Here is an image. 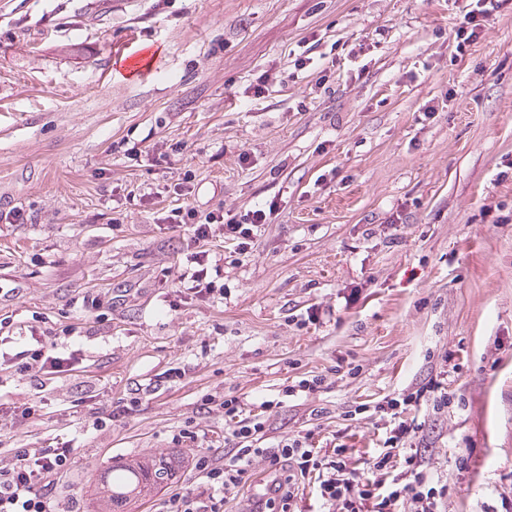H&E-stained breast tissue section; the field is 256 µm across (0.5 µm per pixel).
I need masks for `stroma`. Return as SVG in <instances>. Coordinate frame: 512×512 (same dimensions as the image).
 I'll list each match as a JSON object with an SVG mask.
<instances>
[{"label": "stroma", "instance_id": "1", "mask_svg": "<svg viewBox=\"0 0 512 512\" xmlns=\"http://www.w3.org/2000/svg\"><path fill=\"white\" fill-rule=\"evenodd\" d=\"M0 0V352L111 294L71 375L0 394L43 398L0 432L73 445L52 505L105 512L115 461L222 446L205 397L271 401L272 440L382 441L347 411L446 371L461 406L420 408L444 512H512V2L466 54L464 0ZM332 66L299 70L305 38ZM158 46L148 78L121 56ZM361 45L356 62L346 59ZM268 74L264 97L246 89ZM198 216L276 210L223 295L176 306L194 244L164 223L174 185ZM316 320H308V313ZM179 377L167 378L169 369ZM320 374L318 391L286 386ZM139 387L138 406L96 427ZM191 445L171 438L187 425Z\"/></svg>", "mask_w": 512, "mask_h": 512}]
</instances>
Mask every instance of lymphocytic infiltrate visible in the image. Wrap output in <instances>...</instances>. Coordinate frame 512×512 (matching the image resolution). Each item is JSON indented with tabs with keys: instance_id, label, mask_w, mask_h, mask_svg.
Listing matches in <instances>:
<instances>
[{
	"instance_id": "obj_1",
	"label": "lymphocytic infiltrate",
	"mask_w": 512,
	"mask_h": 512,
	"mask_svg": "<svg viewBox=\"0 0 512 512\" xmlns=\"http://www.w3.org/2000/svg\"><path fill=\"white\" fill-rule=\"evenodd\" d=\"M505 0H466V4L449 38L457 53H465L475 44L490 19ZM267 213L258 208L234 217L216 211L197 221L192 208H171L167 223L187 225L193 243L200 249L192 253L194 269L188 284L179 294L181 301L206 300L216 288L208 279L204 244L224 238L236 253L247 251L259 224ZM101 297L83 298L85 317L74 320L56 332L49 330L35 337L10 358V367L20 376L40 369L52 378L72 372L78 351L56 355L57 339L90 336L89 312L100 309ZM458 399L449 392L444 375H436L426 384L408 387L396 395L382 398L375 406L359 405L357 414L364 418H389L382 445L367 461V470H360L355 448L340 441L320 446L314 431L279 440L266 446L269 426L263 414L245 413L237 397H208V410L219 411L230 422L229 443L235 448L231 458H224L217 449H209L195 458L194 471L203 480L202 486L191 485L165 492L155 512H224V505L237 498L249 480L253 461L267 465L273 479L266 487V512H298L299 480H309L325 512H441L448 487L427 470L416 445L419 426L410 419L411 411L431 405L434 412H447ZM11 466L0 467V512H53L50 490L57 477L67 472L72 463V449L30 446L13 451Z\"/></svg>"
}]
</instances>
